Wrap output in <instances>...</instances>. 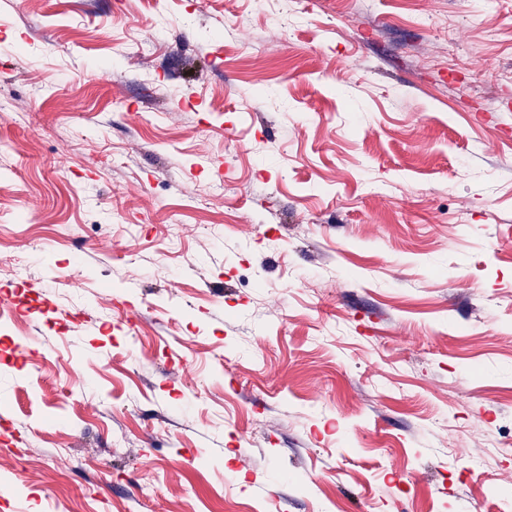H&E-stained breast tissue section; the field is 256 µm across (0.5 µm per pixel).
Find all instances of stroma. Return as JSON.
I'll return each mask as SVG.
<instances>
[{"label":"stroma","mask_w":512,"mask_h":512,"mask_svg":"<svg viewBox=\"0 0 512 512\" xmlns=\"http://www.w3.org/2000/svg\"><path fill=\"white\" fill-rule=\"evenodd\" d=\"M0 317V512H499L512 0H0Z\"/></svg>","instance_id":"stroma-1"}]
</instances>
